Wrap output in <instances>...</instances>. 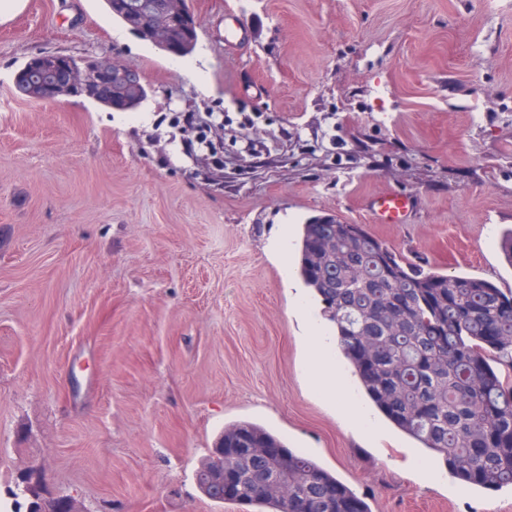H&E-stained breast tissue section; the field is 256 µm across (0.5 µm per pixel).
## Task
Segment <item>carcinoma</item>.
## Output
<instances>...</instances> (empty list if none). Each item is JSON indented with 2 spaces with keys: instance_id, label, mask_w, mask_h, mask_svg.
I'll list each match as a JSON object with an SVG mask.
<instances>
[{
  "instance_id": "carcinoma-1",
  "label": "carcinoma",
  "mask_w": 512,
  "mask_h": 512,
  "mask_svg": "<svg viewBox=\"0 0 512 512\" xmlns=\"http://www.w3.org/2000/svg\"><path fill=\"white\" fill-rule=\"evenodd\" d=\"M130 30L159 15L163 0H107ZM197 29L170 26L165 41L189 55ZM50 75L16 91L37 99ZM125 89L126 110L146 99ZM297 272L334 324L337 346L365 396L391 424L441 456L452 477L484 489L512 486V291L472 276L405 263L361 224L334 215L302 227ZM262 448H279L267 458ZM238 476L232 498L211 483L206 497L256 504L262 512H370L351 488L265 428L224 427L200 473Z\"/></svg>"
}]
</instances>
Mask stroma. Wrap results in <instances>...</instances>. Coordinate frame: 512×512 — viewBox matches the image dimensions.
<instances>
[{
	"mask_svg": "<svg viewBox=\"0 0 512 512\" xmlns=\"http://www.w3.org/2000/svg\"><path fill=\"white\" fill-rule=\"evenodd\" d=\"M187 3L186 58L115 38L106 0H26L0 24V497L37 466L86 512H256L195 482L247 421L371 512H512V487L452 479L378 414L369 437L345 419L365 396L332 344L344 390L314 383L321 305L295 269L302 224L329 213L512 289V0ZM228 15L251 34L233 54ZM45 51L118 60L148 95L20 96ZM389 191L418 197L411 223L372 222Z\"/></svg>",
	"mask_w": 512,
	"mask_h": 512,
	"instance_id": "stroma-1",
	"label": "stroma"
}]
</instances>
